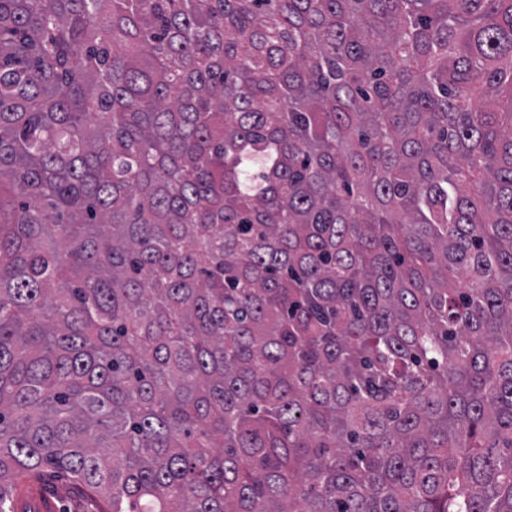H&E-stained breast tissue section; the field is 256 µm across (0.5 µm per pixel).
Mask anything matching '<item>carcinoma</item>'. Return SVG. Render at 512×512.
<instances>
[{
  "mask_svg": "<svg viewBox=\"0 0 512 512\" xmlns=\"http://www.w3.org/2000/svg\"><path fill=\"white\" fill-rule=\"evenodd\" d=\"M512 512V0H0V512ZM35 487L40 494L52 497L59 510L66 508L70 512H97L95 501L79 496L69 480L55 473L49 472L46 482Z\"/></svg>",
  "mask_w": 512,
  "mask_h": 512,
  "instance_id": "1",
  "label": "carcinoma"
}]
</instances>
